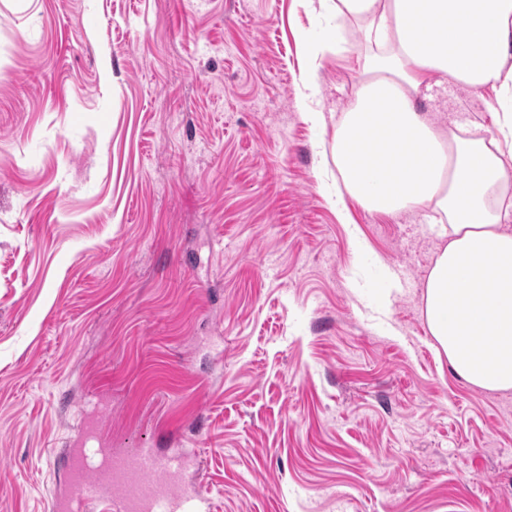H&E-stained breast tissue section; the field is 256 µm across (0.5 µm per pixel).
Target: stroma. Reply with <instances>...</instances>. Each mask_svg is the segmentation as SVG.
<instances>
[{"label":"stroma","instance_id":"obj_1","mask_svg":"<svg viewBox=\"0 0 512 512\" xmlns=\"http://www.w3.org/2000/svg\"><path fill=\"white\" fill-rule=\"evenodd\" d=\"M335 34L302 0H0V512H52L79 424L183 449L210 512H512V391L424 321L430 217L330 197L365 49L310 53Z\"/></svg>","mask_w":512,"mask_h":512}]
</instances>
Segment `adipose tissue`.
<instances>
[{
  "label": "adipose tissue",
  "instance_id": "ef3b65f1",
  "mask_svg": "<svg viewBox=\"0 0 512 512\" xmlns=\"http://www.w3.org/2000/svg\"><path fill=\"white\" fill-rule=\"evenodd\" d=\"M360 28L362 77L330 144L336 209L441 215L422 296L430 335L473 386L512 390V0H305ZM493 89V125L419 111L433 89Z\"/></svg>",
  "mask_w": 512,
  "mask_h": 512
}]
</instances>
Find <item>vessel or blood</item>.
<instances>
[{"instance_id":"vessel-or-blood-1","label":"vessel or blood","mask_w":512,"mask_h":512,"mask_svg":"<svg viewBox=\"0 0 512 512\" xmlns=\"http://www.w3.org/2000/svg\"><path fill=\"white\" fill-rule=\"evenodd\" d=\"M68 455L69 479L54 500V512H209L201 489L182 484L178 453L113 452L99 466L88 464L83 449H69Z\"/></svg>"}]
</instances>
